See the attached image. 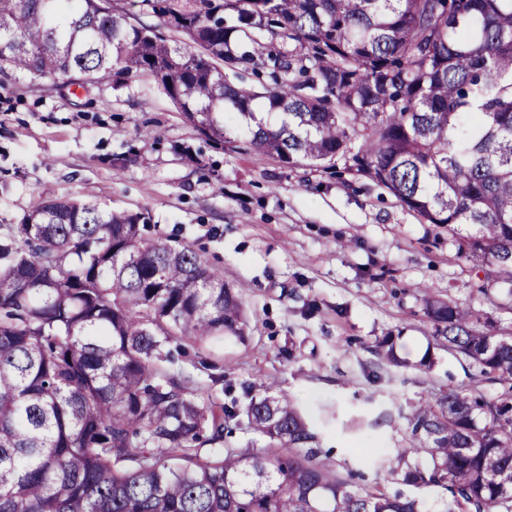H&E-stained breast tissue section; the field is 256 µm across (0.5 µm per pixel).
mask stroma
<instances>
[{"instance_id":"obj_1","label":"stroma","mask_w":512,"mask_h":512,"mask_svg":"<svg viewBox=\"0 0 512 512\" xmlns=\"http://www.w3.org/2000/svg\"><path fill=\"white\" fill-rule=\"evenodd\" d=\"M49 199L145 214L149 237L192 247L240 297L244 340L188 345L182 373L206 384L216 365L232 385L291 397L342 478L441 512L443 487H399L381 456L405 445L414 405L450 387L499 386L435 345L422 294L512 334V311L472 294L477 269L447 229L374 183L288 167L239 134L215 144L148 74L85 89L63 79L0 85V224ZM388 334L400 365L375 353ZM427 354L428 371L418 366Z\"/></svg>"}]
</instances>
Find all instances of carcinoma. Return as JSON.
Listing matches in <instances>:
<instances>
[{"label":"carcinoma","mask_w":512,"mask_h":512,"mask_svg":"<svg viewBox=\"0 0 512 512\" xmlns=\"http://www.w3.org/2000/svg\"><path fill=\"white\" fill-rule=\"evenodd\" d=\"M194 44L129 22L121 0H0V83L81 87L152 75L215 142L230 130L296 166L388 189L426 224L476 227L477 295L512 311V0H143ZM251 66L272 85H236ZM149 218L50 199L0 224V512H424L354 487L266 388L219 404L176 372L182 343L243 338L242 301ZM440 344L502 387L413 408L386 460L442 485L445 512H512V336L424 299ZM378 357L399 363L392 337ZM260 452L225 442L238 429Z\"/></svg>","instance_id":"cac0c4a2"}]
</instances>
